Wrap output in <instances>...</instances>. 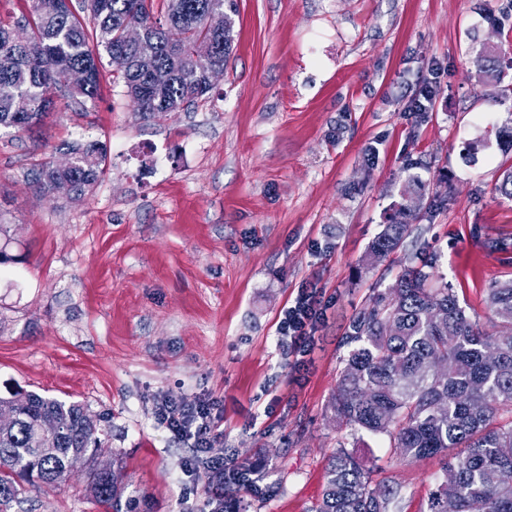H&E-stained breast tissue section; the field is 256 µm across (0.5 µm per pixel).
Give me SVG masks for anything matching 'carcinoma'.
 <instances>
[{"mask_svg":"<svg viewBox=\"0 0 512 512\" xmlns=\"http://www.w3.org/2000/svg\"><path fill=\"white\" fill-rule=\"evenodd\" d=\"M31 0L25 20L29 35L15 40L0 26V128L26 131L45 111L66 99L93 100L100 88L105 54L121 78L136 112L153 116L179 112L208 96L212 68L231 54L233 21L213 31L206 18L224 11L226 0ZM91 14L89 29L82 14ZM144 30L145 45H128L125 28ZM479 78L501 86L499 102L512 98L502 84L494 46H482L474 60ZM88 73L86 82L63 84L67 70ZM70 165L51 160L37 164L31 181L44 194L60 182L70 184L75 200L85 196L104 172L106 148L76 140L65 147ZM417 211L403 206L372 242L368 262L375 264L404 248ZM435 254L405 258L393 285L377 292L351 322L355 347L344 359L331 411L336 422L353 430L386 434L407 460L462 448L446 465L452 481L440 484L429 512H512V279L488 288L489 310L497 323L485 332L467 314L452 288L434 280ZM79 403L32 392L24 401L0 397V413L13 425L0 429V512H9L25 486H53L65 475L67 459L79 454L86 478L104 512H120L125 470L120 458L104 471L99 425H88ZM53 422L50 433L42 432ZM397 490L372 486L370 471L351 452L334 453L315 512H393Z\"/></svg>","mask_w":512,"mask_h":512,"instance_id":"1","label":"carcinoma"}]
</instances>
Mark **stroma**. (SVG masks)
<instances>
[{
	"mask_svg": "<svg viewBox=\"0 0 512 512\" xmlns=\"http://www.w3.org/2000/svg\"><path fill=\"white\" fill-rule=\"evenodd\" d=\"M234 43L207 99L144 118L109 60L95 101L0 130V396L17 389L108 413L105 439L148 512H196L204 478L163 403L214 397L213 456L255 473L240 512H311L331 456H357L401 512H427L446 455L408 461L388 435L338 427L329 401L350 321L390 287L399 255L364 259L405 200L437 273L486 332L488 287L512 278V200L495 183L512 151L497 88L472 63L497 46L512 83V0H227ZM437 96L412 111L420 85ZM77 138L105 172L74 201L28 171ZM420 175L411 186L407 177ZM327 305L306 371L277 324L306 284ZM26 512H102L77 465L27 490Z\"/></svg>",
	"mask_w": 512,
	"mask_h": 512,
	"instance_id": "35a3bbf8",
	"label": "stroma"
}]
</instances>
